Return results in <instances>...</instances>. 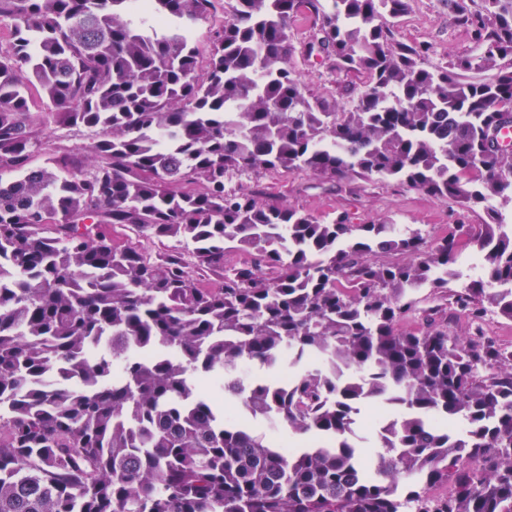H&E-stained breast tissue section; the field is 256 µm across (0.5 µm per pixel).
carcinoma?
Masks as SVG:
<instances>
[{"instance_id":"1","label":"carcinoma","mask_w":512,"mask_h":512,"mask_svg":"<svg viewBox=\"0 0 512 512\" xmlns=\"http://www.w3.org/2000/svg\"><path fill=\"white\" fill-rule=\"evenodd\" d=\"M232 2L224 20V0H0V512H512V347L483 332L494 309L512 320V224L491 204L512 201V0H457L476 52L433 70L383 22L408 0ZM297 13L308 54L369 78L345 112L290 65ZM53 123L96 140L34 166ZM268 168L395 179L488 221L427 247L225 189ZM470 247L480 276L418 311ZM312 355L285 385L237 374ZM199 379L323 442L266 440ZM371 401L394 418L370 466L348 439ZM440 484L453 495L429 499Z\"/></svg>"}]
</instances>
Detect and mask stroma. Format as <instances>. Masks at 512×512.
<instances>
[{
	"label": "stroma",
	"instance_id": "35a3bbf8",
	"mask_svg": "<svg viewBox=\"0 0 512 512\" xmlns=\"http://www.w3.org/2000/svg\"><path fill=\"white\" fill-rule=\"evenodd\" d=\"M390 27L403 41L427 44L426 65L444 66L449 61L472 54L471 35L453 21L448 0H409V9L400 18L390 20ZM314 32L312 20L303 14L291 20L293 53L291 62L307 93L348 104L366 86V76L347 71L319 57L305 54V45ZM41 148L32 158L33 165H43L55 150L89 146L93 140L85 129L51 125L41 132ZM229 190L264 189L281 204L309 213L320 220L337 214H349L353 223L368 224L387 219L404 228H419L427 238H435L452 224H480L482 209L467 210L455 202L442 203L423 192L397 185L390 180L371 179L357 174L336 181L325 180L311 172L257 171L229 176Z\"/></svg>",
	"mask_w": 512,
	"mask_h": 512
}]
</instances>
